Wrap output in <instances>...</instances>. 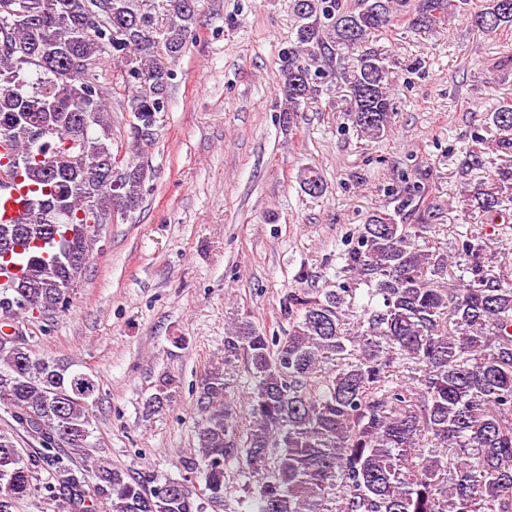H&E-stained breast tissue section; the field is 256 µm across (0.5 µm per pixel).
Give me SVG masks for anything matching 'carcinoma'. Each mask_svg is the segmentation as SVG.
<instances>
[{
	"instance_id": "1",
	"label": "carcinoma",
	"mask_w": 512,
	"mask_h": 512,
	"mask_svg": "<svg viewBox=\"0 0 512 512\" xmlns=\"http://www.w3.org/2000/svg\"><path fill=\"white\" fill-rule=\"evenodd\" d=\"M33 17L0 29V42L29 59L0 53V140L15 151L16 175L33 186L22 224H0V269L21 253L23 272L0 285V405L40 449L24 455L0 433V512L37 490L36 473H53L69 512H206L224 501L229 468L243 464L242 512H512V282L494 273L482 238L465 236L449 252L429 242L434 214L423 188L393 194L394 213L375 211L343 268L365 285L295 288L281 305L291 329L270 336L248 321L228 329L225 357L243 358L256 381L252 424L238 430L220 369L202 378L196 399L194 458L203 488L132 476L96 454L91 410L100 381L75 364L38 356L25 336L8 333L33 310L68 309L74 287L116 203L131 215L143 202L144 165L126 160L107 176L115 154L111 112L96 69L104 55L125 63L130 135L154 139L133 111H165L173 73L192 38L195 0H171L164 29L145 0H22ZM467 0H293L295 40L283 66V120L295 124L320 92L326 72L348 85V112L362 136L376 140L390 122L386 58L362 45L392 27L443 25ZM472 26L512 28V0H482ZM361 50L353 69L342 61ZM76 65L67 79L62 71ZM496 147L512 154V106L492 114ZM54 131L48 150L34 125ZM310 195L322 177L304 169ZM493 216L512 202V166L473 195ZM419 214L416 224L396 217Z\"/></svg>"
}]
</instances>
